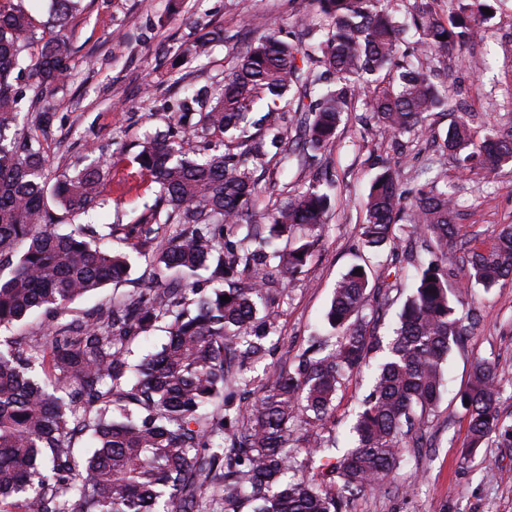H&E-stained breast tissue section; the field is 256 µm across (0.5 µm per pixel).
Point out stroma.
Masks as SVG:
<instances>
[{"label":"stroma","instance_id":"1","mask_svg":"<svg viewBox=\"0 0 512 512\" xmlns=\"http://www.w3.org/2000/svg\"><path fill=\"white\" fill-rule=\"evenodd\" d=\"M264 14L282 32L292 31L300 16L315 17L316 0H81L65 29L74 52L68 84L54 98L51 121L41 142L53 174L77 163L98 160L110 166L130 158L156 132L166 130L169 117L184 95L186 84L216 87L228 68L237 38L249 34L255 14ZM222 31L208 56L194 58L186 47L201 25ZM476 44L455 47L432 59L445 73L460 111L469 113L475 138L488 126L512 132V0H498L494 16L482 24ZM453 114H431L422 135L392 139L365 108L341 125L335 142L304 170L297 164L281 169L271 164L263 177L265 204L276 206L285 191L311 177L335 181L336 190L324 226L315 230L318 246L303 272L271 294L277 317L270 328L265 357L247 373V393L240 404L259 395L269 376L287 368L309 345L313 330L331 337L326 312L337 280L355 263L367 262L379 275L382 262L360 249L363 199L371 179L385 166L395 167L406 196H414L426 176L455 183L460 227L449 245L447 267L459 283L465 248L488 247L501 225L512 224V165L495 173L459 175L454 159L431 165L453 121ZM104 209L93 218L73 223L138 224L148 216L153 191L122 182L112 170L102 184ZM150 268L134 258L125 281L74 301L70 311L82 315L111 304L113 297L145 288ZM409 286L390 290L388 303L369 299L362 310L368 331L388 339ZM459 312H473L463 343L453 347L443 372L441 399L429 417L432 447L411 458L382 489L348 498L343 512H512V447L490 440L476 451L467 447V421L459 393L468 385L476 360L496 364L502 384H512V282L494 288L473 287L458 303ZM352 374L336 395L326 431L344 435L355 410L370 388L371 365Z\"/></svg>","mask_w":512,"mask_h":512}]
</instances>
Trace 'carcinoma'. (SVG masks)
Returning a JSON list of instances; mask_svg holds the SVG:
<instances>
[{
	"label": "carcinoma",
	"instance_id": "cac0c4a2",
	"mask_svg": "<svg viewBox=\"0 0 512 512\" xmlns=\"http://www.w3.org/2000/svg\"><path fill=\"white\" fill-rule=\"evenodd\" d=\"M78 3L50 0L40 51L26 65L32 17L0 0V328L35 311L56 319L45 336H0V512H341L315 477H289L302 452L320 456V475L341 480L350 496L382 489L403 449L422 447L448 355L465 330L454 304L461 289L450 286L443 262L457 235L455 188L428 180L408 207L396 171L370 183L363 249L391 255L414 236L435 251L419 262L338 461L328 455L336 441L323 436L322 424L374 346L361 316L374 290L369 267L350 266L336 284L327 313L335 343L309 347L243 406L231 388L267 350V295L302 273L314 246L309 231L324 223L330 195L311 181L266 213L268 223L243 220L261 195L256 172L267 164V147L284 164H311L363 93L392 138L420 134L428 113L454 111L447 83L428 61L402 51L407 24L391 0H318L324 24L300 19L291 41L257 17L262 34L235 47L220 91L184 96L168 131L130 160L129 177L158 188L152 215L164 210L177 224L162 245L149 224L107 228L132 240L158 286L61 322L76 299L122 282L131 268L128 253L101 243L97 225L59 231L54 210L74 217L100 205L101 169L89 164L52 179L37 130L5 136L28 122L17 75L27 73L35 102L69 78L72 47L58 29ZM487 7L488 0H422L409 25L428 53L447 51L481 38L477 18ZM263 100L267 110L257 118ZM288 110L297 116L289 146ZM187 126L207 140L206 152L189 147ZM448 154L462 175L491 174L512 162V132L492 129L477 142L461 114L436 161ZM463 267L466 287L488 290L511 278L512 225L499 228L491 247L469 249ZM225 295L230 301H221ZM159 322L165 342L130 364V345ZM501 393L496 366L476 362L459 396L469 400L462 405L469 448L495 435L512 445V429L501 428ZM297 421L306 428L295 438ZM78 440L87 442L84 456Z\"/></svg>",
	"mask_w": 512,
	"mask_h": 512
}]
</instances>
